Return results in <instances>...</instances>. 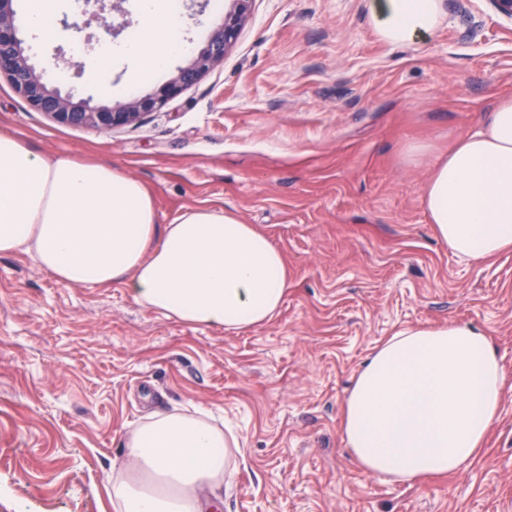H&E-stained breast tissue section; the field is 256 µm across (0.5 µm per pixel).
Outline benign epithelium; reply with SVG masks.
<instances>
[{
  "label": "benign epithelium",
  "mask_w": 512,
  "mask_h": 512,
  "mask_svg": "<svg viewBox=\"0 0 512 512\" xmlns=\"http://www.w3.org/2000/svg\"><path fill=\"white\" fill-rule=\"evenodd\" d=\"M255 0H224V16L216 23L207 44L189 54L186 63L159 90L139 94L111 105H93L71 92L48 87L25 48L22 31L16 24L15 0H0V74H5L14 90L30 107L60 125L90 128L101 133L136 125L143 117L163 108L169 101L199 82L224 60L252 16ZM124 0H80L78 11L85 20L72 24L62 20L63 30L77 34L95 24L103 40L117 36L122 26L112 22V12L121 10Z\"/></svg>",
  "instance_id": "obj_1"
}]
</instances>
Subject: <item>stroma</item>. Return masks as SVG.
<instances>
[{"instance_id":"obj_1","label":"stroma","mask_w":512,"mask_h":512,"mask_svg":"<svg viewBox=\"0 0 512 512\" xmlns=\"http://www.w3.org/2000/svg\"><path fill=\"white\" fill-rule=\"evenodd\" d=\"M200 48L224 0H178ZM433 34L396 46L367 0H255L202 80L109 133L33 111L0 78V132L41 155L112 164L158 221L221 206L266 234L288 268L269 323L228 335L140 307L120 285L69 287L28 255H0V512H115L108 478L130 427L197 406L244 439L221 512H512V251L460 261L422 204L439 158L512 98V20L488 0H441ZM32 61L48 87L104 103L77 43ZM422 154L412 157L411 146ZM491 337L505 393L464 470L399 482L361 469L341 405L401 328L448 322Z\"/></svg>"}]
</instances>
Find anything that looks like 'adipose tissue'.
Returning a JSON list of instances; mask_svg holds the SVG:
<instances>
[{
	"label": "adipose tissue",
	"instance_id": "obj_1",
	"mask_svg": "<svg viewBox=\"0 0 512 512\" xmlns=\"http://www.w3.org/2000/svg\"><path fill=\"white\" fill-rule=\"evenodd\" d=\"M121 54L126 95L187 52L173 41L169 0H140ZM382 40L429 35L440 0H370ZM423 205L464 262L512 249V99L500 101L447 158ZM21 252L67 286L119 284L141 307L227 334L271 322L288 294L279 249L231 211L189 208L161 224L145 186L105 163L47 158L0 133V254ZM504 377L490 336L454 322L397 330L356 374L341 409L345 444L363 470L403 482L468 467L496 420ZM112 469L115 512H217L241 453L239 436L204 411L157 414L128 430Z\"/></svg>",
	"mask_w": 512,
	"mask_h": 512
}]
</instances>
